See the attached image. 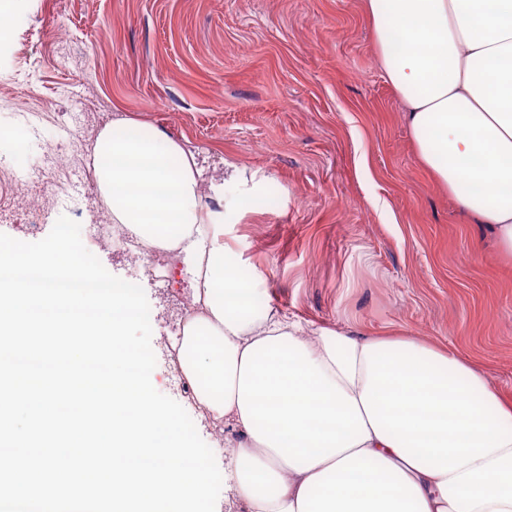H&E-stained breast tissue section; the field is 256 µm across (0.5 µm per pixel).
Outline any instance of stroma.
I'll return each mask as SVG.
<instances>
[{
    "label": "stroma",
    "instance_id": "stroma-1",
    "mask_svg": "<svg viewBox=\"0 0 512 512\" xmlns=\"http://www.w3.org/2000/svg\"><path fill=\"white\" fill-rule=\"evenodd\" d=\"M79 54L62 60L59 31ZM122 115L197 156L267 177L224 225L258 305L305 327L447 348L512 395V260L422 167L402 102L381 70L363 0H27L0 52V121L23 151L80 122L94 138ZM153 385L200 437L214 426L170 375V326L189 285L144 280Z\"/></svg>",
    "mask_w": 512,
    "mask_h": 512
}]
</instances>
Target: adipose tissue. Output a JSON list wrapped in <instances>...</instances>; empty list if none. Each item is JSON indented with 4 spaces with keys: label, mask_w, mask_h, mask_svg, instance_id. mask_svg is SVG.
<instances>
[{
    "label": "adipose tissue",
    "mask_w": 512,
    "mask_h": 512,
    "mask_svg": "<svg viewBox=\"0 0 512 512\" xmlns=\"http://www.w3.org/2000/svg\"><path fill=\"white\" fill-rule=\"evenodd\" d=\"M422 166L512 256V0H365ZM94 176L118 223L179 248L199 312L178 352L197 404L241 435L248 512H512V396L412 336L305 331L253 311L193 153L116 117ZM469 191L458 194L461 182Z\"/></svg>",
    "instance_id": "adipose-tissue-1"
}]
</instances>
